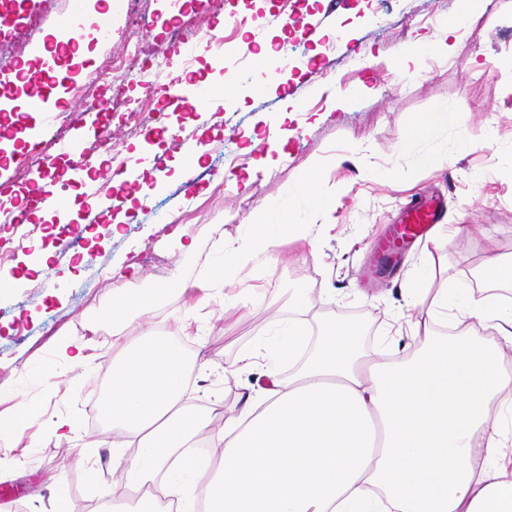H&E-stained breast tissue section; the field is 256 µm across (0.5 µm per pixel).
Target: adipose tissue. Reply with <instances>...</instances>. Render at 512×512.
Instances as JSON below:
<instances>
[{"label":"adipose tissue","instance_id":"ef3b65f1","mask_svg":"<svg viewBox=\"0 0 512 512\" xmlns=\"http://www.w3.org/2000/svg\"><path fill=\"white\" fill-rule=\"evenodd\" d=\"M292 200L258 209L236 245L216 240L206 275L177 277L113 300L96 325L120 328L149 316L171 295L195 310L233 284L253 254L272 252L284 236L309 239ZM443 245L431 238L423 264L404 290L412 351L367 356L352 322H319L314 339L302 319L277 336L276 358L292 371L263 368L265 347L239 352L228 373L262 368L253 396L208 432L211 415L184 402L194 364L171 331L146 328L112 359L100 402L112 428V466L120 491L95 512H512V254L490 255L481 288L432 287ZM476 317L481 336L447 335L449 312ZM0 446L16 447L42 417L17 389L0 385Z\"/></svg>","mask_w":512,"mask_h":512}]
</instances>
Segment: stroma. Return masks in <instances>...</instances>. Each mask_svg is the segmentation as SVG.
<instances>
[{"label": "stroma", "instance_id": "stroma-1", "mask_svg": "<svg viewBox=\"0 0 512 512\" xmlns=\"http://www.w3.org/2000/svg\"><path fill=\"white\" fill-rule=\"evenodd\" d=\"M17 2L22 15L39 22L51 39L60 36L74 6V0ZM327 5L328 0H299L296 11L316 27L302 37L289 30L291 12L277 0H223L224 12L249 19L246 27L223 32L234 54L232 71L265 83V92L228 101L217 93L206 107L184 106L172 119L164 101H153L156 126L174 121L179 140H206L219 154L235 150L243 166L218 168L207 157L195 181H188L177 140L164 139L144 173L146 181L162 180V191L146 200L129 190L113 193L77 268L68 245L79 224H51L42 216L27 225L0 223V248L10 252L0 276L20 282L0 300V385L41 404L44 419L63 413L79 423L70 438L43 431L24 437L20 448L0 452L6 474L0 512H51L59 492L72 512H89L112 487L109 429L91 423L87 410L99 405L116 340L111 326L95 324L93 313L161 278H199L214 242L236 243L259 207L291 197L304 223L330 230L313 245L285 243L275 254L258 255L242 277L244 285L262 288L261 299L240 307L231 321L214 317L200 322L197 334L180 337L197 357L186 400L195 409L211 410L215 432L223 429L225 413L239 409L254 381L247 373L225 374V365L241 349L274 337L277 324L301 314L312 328L327 318L355 320L363 350L372 354L380 348L388 323L404 310L400 287L418 271L423 251L407 253L388 283H364L361 271L384 225L411 200L444 194L445 221L459 227L444 247L436 280H474L489 241L497 242L500 253H512V0H473V18L452 38L447 58H418L404 72L395 64L405 44L435 34L457 12L458 0H345L331 14ZM258 15L259 27L251 22ZM267 43L287 50L288 72L271 75L259 64L256 55ZM195 55L186 65L168 54V82L190 76L221 87L223 77L211 66L214 50L203 42ZM445 109L459 113L463 124L444 125L405 145L403 133L411 123ZM105 129L127 156L145 135L129 113L106 116L93 108L74 115L67 135H83L90 144ZM8 153V166H0V213L17 202L10 194L14 166H27V187L49 182L45 162L23 141ZM425 153L438 156V164L419 166ZM314 165L323 169L318 192L334 201L330 211L317 214L293 195ZM163 213L179 216V223L160 225ZM119 215L124 221L115 237L109 225ZM190 239L197 242L196 254H182L179 241ZM45 249L53 252L47 266L28 264L31 251ZM125 259L139 263V277L113 275V266ZM299 289L308 298L302 313L292 302ZM62 330L94 360L82 371L37 385L55 358L54 339ZM217 396L223 406L215 410Z\"/></svg>", "mask_w": 512, "mask_h": 512}]
</instances>
